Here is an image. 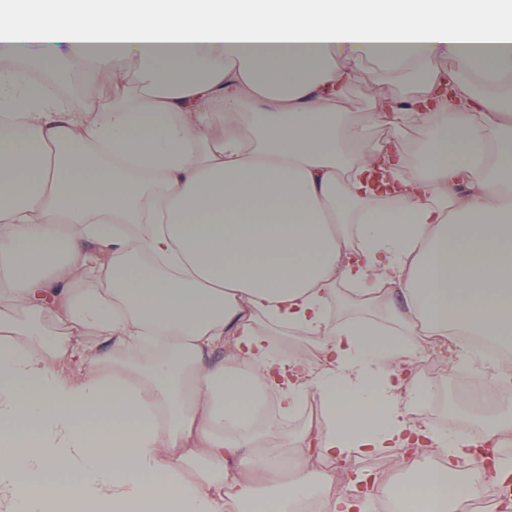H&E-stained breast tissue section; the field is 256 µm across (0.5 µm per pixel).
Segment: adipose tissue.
Masks as SVG:
<instances>
[{
  "mask_svg": "<svg viewBox=\"0 0 512 512\" xmlns=\"http://www.w3.org/2000/svg\"><path fill=\"white\" fill-rule=\"evenodd\" d=\"M16 55L81 63L112 106L0 71V512H449L512 481H453L512 424L435 431L414 368L512 346L507 0H0ZM369 63L417 71L412 97L382 79L349 111ZM408 126L411 175L378 135ZM393 134L400 138V140L405 144L408 151L409 160L412 161V163H410V168L414 170L421 159V148L423 146L422 134L414 128H406L397 133L389 131L378 132L379 137H386Z\"/></svg>",
  "mask_w": 512,
  "mask_h": 512,
  "instance_id": "obj_1",
  "label": "adipose tissue"
}]
</instances>
